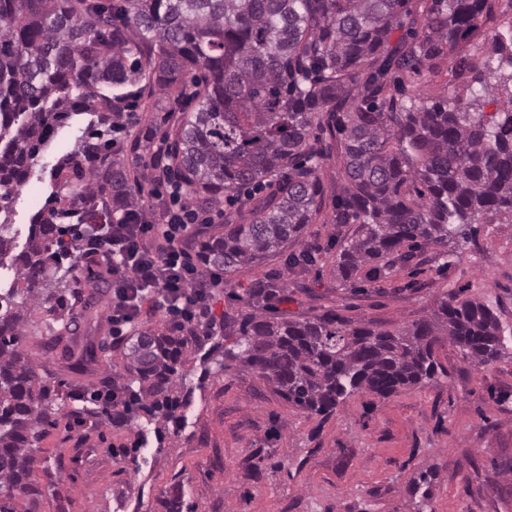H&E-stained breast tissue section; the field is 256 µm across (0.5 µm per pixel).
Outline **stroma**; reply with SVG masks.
<instances>
[{
  "mask_svg": "<svg viewBox=\"0 0 512 512\" xmlns=\"http://www.w3.org/2000/svg\"><path fill=\"white\" fill-rule=\"evenodd\" d=\"M512 28V0H487L458 55L482 56L495 35ZM451 61L408 79L412 92L469 97L470 76ZM185 101H166L128 119L123 139H140L138 153L119 161L151 174L153 133L173 130ZM322 210L303 237L255 266L236 271L211 302L214 318L232 320L254 284L282 270L287 253L310 246L308 272L279 282L276 314L292 320L332 317L344 324L394 329L425 318L444 294L492 302L512 326V224H481L476 239L441 261L433 247L416 250L373 285L341 286L334 272L336 240L356 225L333 221L343 160L330 148L319 170ZM47 183L22 191L11 205L14 251L46 202ZM440 374L382 398L358 393L328 416L289 406L250 369L209 373L200 354L187 365L193 391L180 431L156 433L145 419L90 432L65 424L49 429L43 455L61 460L57 486L41 468L33 482L41 512H159V498L179 488L184 512H512V341L485 368L473 369L457 347L436 348Z\"/></svg>",
  "mask_w": 512,
  "mask_h": 512,
  "instance_id": "35a3bbf8",
  "label": "stroma"
}]
</instances>
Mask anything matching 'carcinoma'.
<instances>
[{
    "label": "carcinoma",
    "mask_w": 512,
    "mask_h": 512,
    "mask_svg": "<svg viewBox=\"0 0 512 512\" xmlns=\"http://www.w3.org/2000/svg\"><path fill=\"white\" fill-rule=\"evenodd\" d=\"M0 0V213L58 131L89 115L92 131L49 170L51 207L32 218L26 247L12 253L0 220V261L10 257L23 288L0 292V490L39 512L35 451L60 417L95 427L113 418L81 392L38 372L22 348L28 315L40 345L60 350L63 368L93 372L112 283L89 272L94 292L82 319L71 300L79 259L73 225L86 232L132 218L138 208L124 165L112 158L125 112L143 85L157 102L196 90L171 141L172 171L199 209L252 185L267 194L197 241L205 269L231 274L299 239L322 206L321 145L336 141L344 183L334 223L358 225L342 241L334 272L343 286L374 282L414 251L472 237L482 221L512 224V72L484 63L472 98L428 101L404 77L448 58L486 0ZM405 36L391 43L396 29ZM492 54L512 66V34ZM497 104L483 111L486 100ZM320 137L310 142L313 130ZM315 262L306 248L285 259L291 273ZM505 330L494 308L452 292L430 316L393 330L339 327L325 317L288 320L245 301L234 326L186 334L137 333L124 353L128 387L156 429L181 427L189 355L218 372L249 368L289 405L324 415L355 393L382 397L437 373L435 348L458 347L471 366L497 358ZM163 512H183L175 489Z\"/></svg>",
    "instance_id": "1"
}]
</instances>
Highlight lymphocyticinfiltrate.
Here are the masks:
<instances>
[{"label":"lymphocytic infiltrate","instance_id":"lymphocytic-infiltrate-1","mask_svg":"<svg viewBox=\"0 0 512 512\" xmlns=\"http://www.w3.org/2000/svg\"><path fill=\"white\" fill-rule=\"evenodd\" d=\"M212 221L173 194L150 210H137L133 223L113 225L108 241L78 236L83 256L101 254L111 263L113 341H120L147 305L183 327L210 322L211 300L224 275L202 273L184 240L194 225Z\"/></svg>","mask_w":512,"mask_h":512}]
</instances>
